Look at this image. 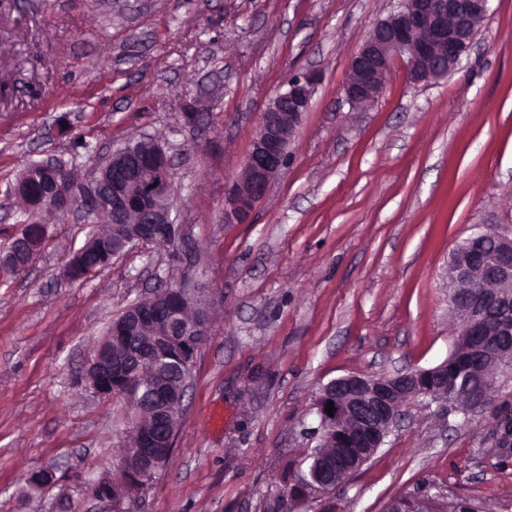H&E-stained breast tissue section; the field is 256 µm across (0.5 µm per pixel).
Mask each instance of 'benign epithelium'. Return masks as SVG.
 Returning a JSON list of instances; mask_svg holds the SVG:
<instances>
[{"instance_id": "7a95c632", "label": "benign epithelium", "mask_w": 512, "mask_h": 512, "mask_svg": "<svg viewBox=\"0 0 512 512\" xmlns=\"http://www.w3.org/2000/svg\"><path fill=\"white\" fill-rule=\"evenodd\" d=\"M492 0H400L396 10L375 23L352 59L343 92L353 106L378 99L385 74L405 63L407 80L429 83L451 74L472 47ZM319 81L308 71L290 78L261 113L259 131L242 177L224 197V223L250 224L257 204L285 165L288 145L309 110ZM40 189L39 209L80 211L105 216L112 234L122 237L119 250L163 242L174 247L175 281L149 299L127 309L147 336L137 353L145 371L123 375L122 355H112L106 336L86 373L93 390L136 403L155 401L152 426H135L139 456L156 448H174L180 412L199 353L210 335L211 315L206 289L192 276L195 252L183 224L172 219L173 173L162 146L149 139L112 151L88 181H72L67 167L49 156L37 162L30 179L15 193L29 198L30 185ZM449 302L458 317L459 339L448 358L428 369L394 375L351 374L321 389L316 410L323 430L319 468L303 477L300 491L338 486L362 468L384 444L397 424L399 408L408 399L460 406L467 412L485 402L492 368L512 365V237L480 234L453 249L448 264ZM334 404L333 415L326 412ZM114 485L97 480L93 493L112 502Z\"/></svg>"}]
</instances>
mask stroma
Here are the masks:
<instances>
[{"mask_svg": "<svg viewBox=\"0 0 512 512\" xmlns=\"http://www.w3.org/2000/svg\"><path fill=\"white\" fill-rule=\"evenodd\" d=\"M398 0H0V248L24 206L7 190L53 155L88 179L112 149L157 140L172 161V216L187 225L211 336L175 448L124 512H512V367L468 413L422 398L336 490L284 504L319 443L314 403L350 373L429 368L457 341L450 252L512 234V0H492L448 77L388 74L377 101L346 102L350 62ZM318 71L288 160L250 224L224 221L262 112ZM32 265L0 276V512H112L132 411L84 379L109 324L171 273L157 244L88 278L62 268L95 231L42 216ZM51 468L56 483L31 487ZM116 493L114 492V485L112 480L108 477H102L97 480L93 486V493L97 499L105 503H112L113 508L118 509L122 503V500L126 497V494L122 488V485H115Z\"/></svg>", "mask_w": 512, "mask_h": 512, "instance_id": "35a3bbf8", "label": "stroma"}]
</instances>
